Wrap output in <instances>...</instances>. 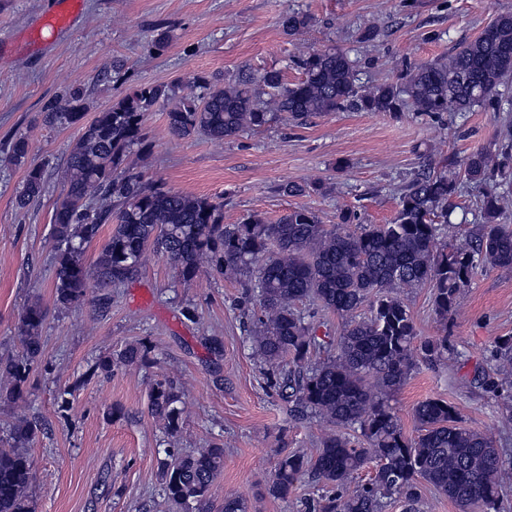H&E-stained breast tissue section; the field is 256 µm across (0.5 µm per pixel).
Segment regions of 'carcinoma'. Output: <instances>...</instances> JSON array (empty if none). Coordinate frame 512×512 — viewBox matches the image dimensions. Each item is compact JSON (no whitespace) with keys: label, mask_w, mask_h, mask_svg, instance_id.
<instances>
[{"label":"carcinoma","mask_w":512,"mask_h":512,"mask_svg":"<svg viewBox=\"0 0 512 512\" xmlns=\"http://www.w3.org/2000/svg\"><path fill=\"white\" fill-rule=\"evenodd\" d=\"M311 23L308 14L295 10L279 21L290 37ZM295 64L302 78L291 83L276 68L245 69L222 87L208 76L190 75L200 93L167 112L169 132L224 141L280 116L299 124L329 112L441 114L476 107L501 112L500 88L512 80V12L498 14L448 56L419 63L393 81L361 82L355 61L336 48L307 50ZM174 96L167 86H136L84 126L69 154L66 190L54 211L57 303H83L92 282L98 288L125 282L150 250L166 255L185 281L211 267L234 279L255 264L263 315L252 331L253 349L267 372L281 379L291 401L333 426L320 438L315 457L293 454L279 461L268 494L288 498L310 470L331 491L323 512H381L383 499L392 495L414 512L422 482L446 495L460 512H494L505 470L492 439L464 425L438 398L417 404L419 433L409 439L390 401L422 363L448 352L445 337L418 341L410 309L397 290L429 286L435 312L446 320L455 315L457 294L476 265L511 272L512 228L499 217L512 201L484 196L479 236L451 247L442 241V224L448 222V198L457 181L444 168L413 178L386 224L354 225L349 212L335 224H322L306 207L293 208L274 223L252 213L226 224L224 205L149 185L128 163L130 154L143 148L145 114ZM83 98L81 88L69 89L44 105V121L51 126L82 121ZM28 152L21 136L11 144L9 160L24 165ZM494 166V155L476 151L462 159L460 170L467 182L481 184ZM42 191V169L28 167L16 205L28 207ZM109 222L114 224L111 235L96 260L86 263L87 247ZM307 301L341 320L336 342L318 341L298 308ZM45 317L40 304L28 305L19 319L22 354L0 359V384L9 399H21L42 355L39 333ZM324 345L336 347V353L308 366L309 353ZM148 353L147 345L133 343L120 360L143 365ZM497 371L512 377V338L500 348ZM150 398L165 433L177 434L183 393L164 378L153 382ZM349 429L359 436H350ZM38 433L37 422L20 417L11 430L13 446L0 448V512H32L27 491L35 468L27 447ZM164 452L160 480L171 512H211L224 448L213 445L185 456L170 447ZM370 466L368 482L352 486Z\"/></svg>","instance_id":"cac0c4a2"}]
</instances>
